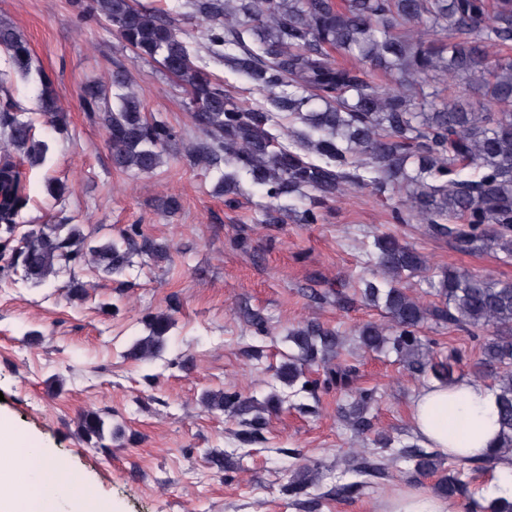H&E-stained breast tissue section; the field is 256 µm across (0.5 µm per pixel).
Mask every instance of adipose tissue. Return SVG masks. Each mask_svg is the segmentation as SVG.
I'll use <instances>...</instances> for the list:
<instances>
[{
    "label": "adipose tissue",
    "mask_w": 512,
    "mask_h": 512,
    "mask_svg": "<svg viewBox=\"0 0 512 512\" xmlns=\"http://www.w3.org/2000/svg\"><path fill=\"white\" fill-rule=\"evenodd\" d=\"M411 425L426 447L452 457H481L496 443L495 399L485 385L467 378L451 386L432 383L414 397ZM19 454L26 457L22 474L10 467ZM26 473L39 481L21 497L16 484ZM77 481L75 473L50 462L37 447L17 441L10 426L0 420V512H60L59 487Z\"/></svg>",
    "instance_id": "1"
}]
</instances>
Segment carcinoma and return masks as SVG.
<instances>
[{
	"label": "carcinoma",
	"instance_id": "1",
	"mask_svg": "<svg viewBox=\"0 0 512 512\" xmlns=\"http://www.w3.org/2000/svg\"><path fill=\"white\" fill-rule=\"evenodd\" d=\"M191 5L214 22L203 55L177 34L164 12L137 0H71L81 22L108 23L136 57L160 63L181 82L193 124L207 138L196 151L197 163L225 167L217 191L235 194L240 177L247 176L272 201L268 224L284 223L288 200L311 192L315 206L303 209L299 221L315 224L316 205L348 183L368 182L379 193L404 199L399 223L427 224L461 251L485 246L512 257V56L491 54L512 45V0H191ZM335 52L380 72L386 83L367 81L361 71L339 63ZM0 53L10 69L31 74L27 41L5 23ZM209 60L243 75L264 100L251 106L234 101L211 78ZM36 74L38 111L61 130L65 112L53 83L43 72ZM111 84L116 93L110 99L101 83H85L80 102L99 114L113 164L151 173L175 134L146 117L126 72H113ZM278 113L293 122L284 131L286 145L273 133ZM0 137V246L18 241L5 268L20 269L26 279L45 285L89 255L105 275L121 273L131 247L113 241L92 245L77 224L40 225L16 238L29 196L13 152L40 164L48 145L35 139L32 122L21 118L9 95L0 101ZM466 169L472 173L463 175ZM374 248L378 279L364 282L361 298L383 304L391 325L363 326V347L392 351L408 368L451 385L457 381L452 363L425 358L418 329L432 323L482 339L474 369L491 378L496 450L481 458H456L458 468L437 480L435 493L469 500V512H512V497L481 503L462 479L469 467L493 469L512 460V280L443 268L426 280L434 301L424 304L402 280L426 271V258L389 234L376 237ZM171 326L168 315L151 317L148 335L137 339L128 355L152 360ZM288 338L297 353L279 377L290 386L304 377L308 362L339 344L335 331L312 324L291 330ZM368 400L369 394L359 393L349 412L359 427ZM205 403L219 411L247 408V401L222 393L207 394ZM78 427L92 447H108L100 413H84ZM402 457L419 475L438 471L437 455L415 445Z\"/></svg>",
	"mask_w": 512,
	"mask_h": 512
}]
</instances>
